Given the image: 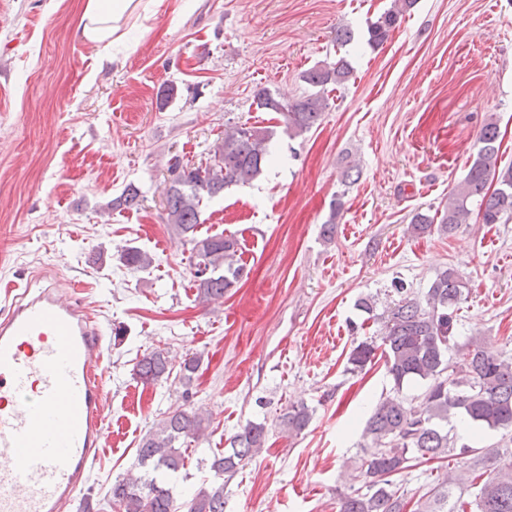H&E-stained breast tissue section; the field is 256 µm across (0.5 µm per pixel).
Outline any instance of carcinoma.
I'll return each mask as SVG.
<instances>
[{
    "label": "carcinoma",
    "mask_w": 512,
    "mask_h": 512,
    "mask_svg": "<svg viewBox=\"0 0 512 512\" xmlns=\"http://www.w3.org/2000/svg\"><path fill=\"white\" fill-rule=\"evenodd\" d=\"M416 0H393L391 7L368 25L367 43L383 44L400 19ZM351 76L346 60L316 65L302 74L314 92L293 101L275 96L268 88L254 95L257 109L275 112L282 118L284 132L298 137L319 124L328 108L327 88L342 85ZM275 131L245 123L224 125V137L214 156L222 163L204 167L184 165L174 159L168 165V185L163 206L166 222L175 233L192 245V275L197 297L203 302L224 297L242 278L237 264V240L232 236L197 235L203 202L231 185L248 184L259 176L269 156V143ZM498 126L486 122L479 135V149L464 177L448 195V206L440 217L439 230L451 233L468 223L469 203L478 202L482 222L497 224L512 216V165L499 168ZM139 205V191L126 187L112 199L108 208L131 209ZM123 263L135 269L152 265V257L138 248L121 250ZM467 283L457 270L438 271L425 299L408 296L388 308L383 316L382 356L394 394L374 409L366 422L365 435L377 448L360 459L352 480L362 487L345 494L340 512H405L408 501L393 489L392 477L401 475L418 461L443 460L455 441L449 437L448 423L459 417L474 426L512 429V357L485 349L479 336L458 347V311ZM376 347L358 344L349 356L356 369L375 357ZM455 356H450V352ZM172 359L163 349L142 355L134 374L149 384L170 375ZM426 382L424 407L406 405L400 396L403 387ZM310 412L304 405L291 406L280 419L290 434L298 435L309 425ZM210 426V416L194 406L177 409L154 424L137 448L138 465L155 475L128 474L112 482L108 495L122 512H224V476H233L242 462L264 447L267 427L249 422L231 438L230 450L213 456L209 469L214 480L203 484L185 498L174 493L169 479L186 468L188 447L198 442ZM472 466L461 463L417 502L416 512H512V464L487 476L474 502L454 497V489L474 482Z\"/></svg>",
    "instance_id": "cac0c4a2"
}]
</instances>
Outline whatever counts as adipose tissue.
I'll return each mask as SVG.
<instances>
[{
	"label": "adipose tissue",
	"mask_w": 512,
	"mask_h": 512,
	"mask_svg": "<svg viewBox=\"0 0 512 512\" xmlns=\"http://www.w3.org/2000/svg\"><path fill=\"white\" fill-rule=\"evenodd\" d=\"M136 7V0H85L76 32L95 46L100 63L113 62L112 48L122 38L120 23Z\"/></svg>",
	"instance_id": "adipose-tissue-1"
}]
</instances>
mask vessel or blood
<instances>
[{"label":"vessel or blood","mask_w":512,"mask_h":512,"mask_svg":"<svg viewBox=\"0 0 512 512\" xmlns=\"http://www.w3.org/2000/svg\"><path fill=\"white\" fill-rule=\"evenodd\" d=\"M106 349L54 288L25 283L0 311V512H65L106 439Z\"/></svg>","instance_id":"vessel-or-blood-1"}]
</instances>
